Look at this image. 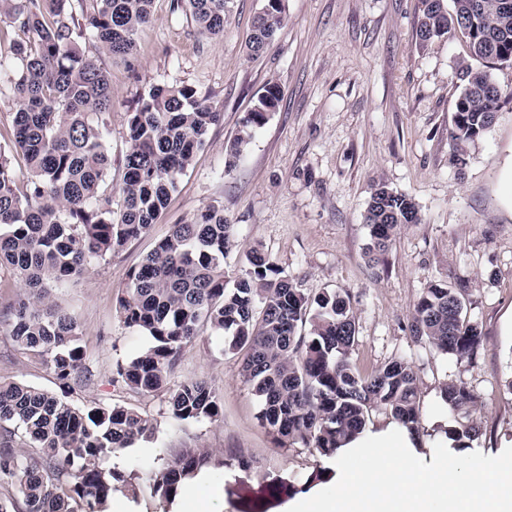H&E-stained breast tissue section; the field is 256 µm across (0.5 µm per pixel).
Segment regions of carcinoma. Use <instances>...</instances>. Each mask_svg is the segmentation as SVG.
<instances>
[{
    "instance_id": "carcinoma-1",
    "label": "carcinoma",
    "mask_w": 512,
    "mask_h": 512,
    "mask_svg": "<svg viewBox=\"0 0 512 512\" xmlns=\"http://www.w3.org/2000/svg\"><path fill=\"white\" fill-rule=\"evenodd\" d=\"M500 0H454L442 13L439 0H422L417 28L421 43L454 30L464 37L485 69H466V87L456 103L455 146L482 136L494 123L502 94L488 69L512 55V13ZM154 0H0V42H9L19 62L13 82L18 108L10 129L11 148L22 155L20 181L13 156L0 149V270L22 285L10 307L5 335L23 350L46 355L64 386L87 385L76 322L55 308L54 291L93 269L112 251L145 233L166 207L177 177L191 165L220 112L189 85H154L128 113V147L119 186L120 210L103 187L112 181L106 145L112 117V87L106 72L81 42L100 53L126 59L140 28L152 16ZM228 0H172L187 11L199 31L224 33ZM282 0H267L254 21L248 50L257 56L275 37ZM10 27L29 33L8 40ZM268 85L248 112L243 128L227 145L233 165L280 100ZM370 251L386 252L392 236L419 220L412 199L384 184L370 195L364 216ZM233 246L224 211L208 207L188 224H175L128 275L120 299L123 323L144 332L149 346L117 365L129 389L150 394L168 389L167 406L180 421L215 419L216 391L205 380L167 388L169 367L202 328L222 337L224 351L243 353L241 371L253 385L260 419L284 447L300 444L333 456L362 435L372 411L384 409L417 437L421 431L419 385L412 365L394 359L362 375L350 361L357 338L349 295L326 291L314 297L262 249L247 256L234 280L226 277ZM464 289L433 284L414 308L412 338L456 360L475 363L479 325L467 315ZM453 415L445 430L453 448L469 447L480 429L476 394L464 383L440 390ZM157 423L123 406H77L22 383L0 384V479L14 493L0 496V512H107L112 493L133 486L134 474L101 461L136 442L151 439ZM25 446H13L16 436ZM215 464L212 454L189 449L153 475V495L169 502L186 481ZM268 498L294 493L293 485L264 479Z\"/></svg>"
}]
</instances>
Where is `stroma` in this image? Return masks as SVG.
Listing matches in <instances>:
<instances>
[{
  "label": "stroma",
  "mask_w": 512,
  "mask_h": 512,
  "mask_svg": "<svg viewBox=\"0 0 512 512\" xmlns=\"http://www.w3.org/2000/svg\"><path fill=\"white\" fill-rule=\"evenodd\" d=\"M172 0H154L150 22L127 59L103 58L113 94L107 146L118 185L127 150L126 116L140 92L154 84L191 85L220 110L168 204L150 230L113 251L94 271L56 295L75 318L80 344L95 374L92 384L68 389L47 357L24 351L0 335V383H24L82 406L134 409L156 420L153 440L104 459V467L134 472L135 492H114L107 512H203V501L153 498L156 470L186 448H206L218 463L206 470L224 500L223 512H288L338 478L331 458L298 446L279 447L259 421L260 402L243 377L240 357L211 331L184 346L168 374L169 387L204 379L217 390L216 419L177 421L167 395H140L112 381L118 363L149 340L124 325L118 302L128 273L173 225L207 207L234 226L227 258L237 275L254 247H262L310 296L348 293L357 316L353 366L371 372L403 358L419 380L424 433L414 453L432 462L435 443L451 424L441 387L462 382L480 398L481 436L472 450L499 454L512 446V210L504 205V166L512 156V64L491 69L503 92L492 127L453 158L455 104L465 80L462 63L481 68L467 42L448 33L420 44L421 0H283L281 28L258 57L247 42L265 0H230L224 33L201 35ZM281 98L234 167L225 148L268 84ZM413 198L417 223L405 225L380 261L370 260L363 220L374 185ZM460 283L471 320L481 330L475 364L457 362L411 336L412 313L430 285ZM283 478L295 493L267 501L262 476Z\"/></svg>",
  "instance_id": "stroma-1"
}]
</instances>
